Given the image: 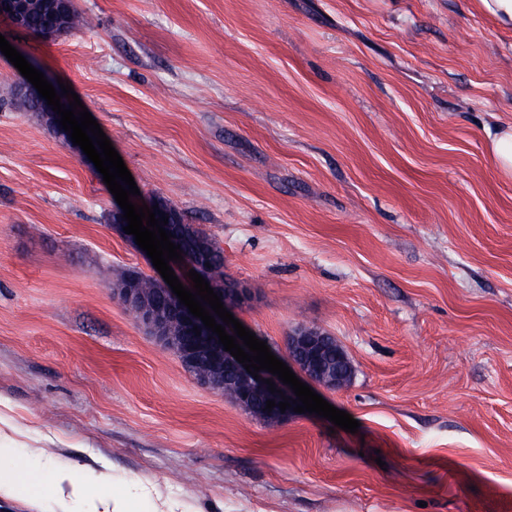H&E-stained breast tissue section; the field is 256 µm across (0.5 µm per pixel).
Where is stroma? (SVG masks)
Returning a JSON list of instances; mask_svg holds the SVG:
<instances>
[{
  "instance_id": "stroma-1",
  "label": "stroma",
  "mask_w": 512,
  "mask_h": 512,
  "mask_svg": "<svg viewBox=\"0 0 512 512\" xmlns=\"http://www.w3.org/2000/svg\"><path fill=\"white\" fill-rule=\"evenodd\" d=\"M53 38L0 34L71 85L137 203L224 251L234 317L287 360L307 325L357 433L253 417L114 297L156 276L117 203L9 94L0 55V446L40 481L110 465L184 512H512V32L475 0H76ZM490 137V154L501 174L512 176V125H507Z\"/></svg>"
}]
</instances>
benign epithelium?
<instances>
[{
  "label": "benign epithelium",
  "mask_w": 512,
  "mask_h": 512,
  "mask_svg": "<svg viewBox=\"0 0 512 512\" xmlns=\"http://www.w3.org/2000/svg\"><path fill=\"white\" fill-rule=\"evenodd\" d=\"M24 3L25 0H0V15L10 18L12 24L20 28L23 21ZM40 102L45 106L47 117L58 133V140L68 147L79 160H84L86 155L81 148L73 144L68 133L61 129L58 114L52 111L45 99H40ZM182 257L183 262L179 263V267L184 272L187 273L192 269L197 271L203 265L204 252L200 248L193 252L184 250ZM158 281L168 301V307L163 311L147 306L143 307L140 310V323L147 327L160 342L165 341L168 324L171 321L179 323L186 332L190 333V337L181 348L180 361L189 364H195L201 360L206 362L208 374L200 380L202 385L211 389L217 388L218 379L224 375V367L227 366L244 380V386L239 393V400L243 405L252 404L254 396L257 394L261 395L265 401L273 400L277 403L281 402L284 396L290 401L296 399V395L289 386L283 384L277 376L266 370L258 372L259 378H253L243 365L225 351L223 345L218 343L217 334L207 329L200 319L194 317L189 313L188 308L180 303L165 280L160 277ZM195 327L201 331V335H193ZM286 345L290 362L307 381L327 390H339L345 385L347 373L344 364H346L347 356L342 348H336V359L341 366L334 372H324L320 367L325 348V342L321 337L308 333H292L287 337ZM266 379L274 382L278 392L273 394L268 390V384L264 383Z\"/></svg>",
  "instance_id": "obj_1"
}]
</instances>
